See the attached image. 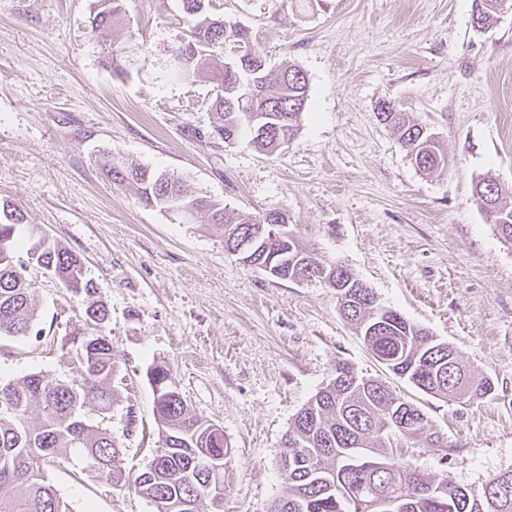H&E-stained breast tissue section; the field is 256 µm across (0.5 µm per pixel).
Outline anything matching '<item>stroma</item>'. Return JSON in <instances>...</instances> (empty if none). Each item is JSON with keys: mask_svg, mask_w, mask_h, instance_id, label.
<instances>
[{"mask_svg": "<svg viewBox=\"0 0 512 512\" xmlns=\"http://www.w3.org/2000/svg\"><path fill=\"white\" fill-rule=\"evenodd\" d=\"M97 0H0V203L19 207L17 255L42 228L85 264L110 310L112 418L130 473L161 444L153 367L232 453L224 512H270L293 416L340 363L417 404L446 441L409 447L427 476L480 488L512 469V246L472 197L475 180L512 187V9L485 30L473 0H211L246 26L273 67L308 79V106L285 149L206 138L220 73L169 77L187 39L181 0H124L126 17L95 37ZM122 50L126 77L106 62ZM392 102L436 133L442 173L420 171L377 116ZM179 178L193 196L241 215L281 210L288 228L347 266L378 301L454 346L493 393L463 402L417 390L375 360L340 314L336 292L271 278L224 249L206 218L187 223L112 183L107 158ZM36 331L0 335V383L63 376L64 349L85 328L84 297L30 266ZM47 477L73 512H155L125 483L105 485L75 463Z\"/></svg>", "mask_w": 512, "mask_h": 512, "instance_id": "1", "label": "stroma"}]
</instances>
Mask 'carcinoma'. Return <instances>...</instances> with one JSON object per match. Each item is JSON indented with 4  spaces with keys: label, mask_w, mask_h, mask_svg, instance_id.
I'll return each mask as SVG.
<instances>
[{
    "label": "carcinoma",
    "mask_w": 512,
    "mask_h": 512,
    "mask_svg": "<svg viewBox=\"0 0 512 512\" xmlns=\"http://www.w3.org/2000/svg\"><path fill=\"white\" fill-rule=\"evenodd\" d=\"M499 0H473L472 24L484 29L498 15ZM191 21L190 36L175 50L184 65L175 74L188 81L214 71L222 74L221 90L211 108L219 122L194 136L224 140L242 133L259 152L277 151V137L293 140L308 101V80L297 66L279 74L248 70L239 62L228 66L224 46L243 45L253 61L265 59L250 33L228 26L208 12V0H182ZM122 0H97L92 31L104 34L124 21ZM247 112L266 116L271 135H252L244 119ZM394 132L405 152L413 151L424 127L397 107L378 113ZM424 172L445 170L448 156L440 140L414 156ZM107 178L132 184L139 200L181 216L180 209L207 215L208 223L223 230L233 226L238 236H252L266 215L243 217L218 201L188 195L174 176L143 167H125L110 159L103 165ZM477 206L492 211V224L512 245V188L483 178L473 187ZM0 221V334L24 335L36 320L35 289L25 277V266L14 260L17 227L24 215L15 206L4 205ZM42 246L27 249L28 262L49 272L59 284L79 295L92 297L95 288L85 277L84 262L75 253L43 235ZM301 243L293 235L272 240L264 263L274 278L326 282L344 288L338 299L341 315L355 326L374 357L393 374L417 389L442 398L460 394L467 399L492 394L490 379L467 370L457 351L436 339L425 328L409 322L397 311L382 306L371 289L355 287L356 278L347 267L321 259L304 262L298 257ZM86 319L96 325L109 321V309L92 301ZM72 370L68 380L31 374L0 385V512H72L68 503L47 483L46 466L55 461L75 462L86 469L94 463L92 477L110 485L123 477L120 448L112 433L91 424L84 414L87 403L107 418L112 412V344L97 333L79 349L66 351ZM399 396L365 377L347 364L336 366L335 377L300 409L288 426L284 448L288 452V493L271 512H380L378 503L405 498V512H512V470L492 476L479 489L460 486L446 478L437 481L409 464L395 460L388 447L390 437L401 434L429 448L441 447V436L430 420L405 434L393 426L390 409ZM38 407L37 423L29 420ZM156 418L164 426L162 446L155 467L133 479L137 493L150 502L176 499L184 507L176 512H207L206 503L217 489H224V462L228 445L224 435L210 432L211 421L193 413L179 392L155 402ZM319 448L315 461L305 454Z\"/></svg>",
    "instance_id": "carcinoma-1"
}]
</instances>
